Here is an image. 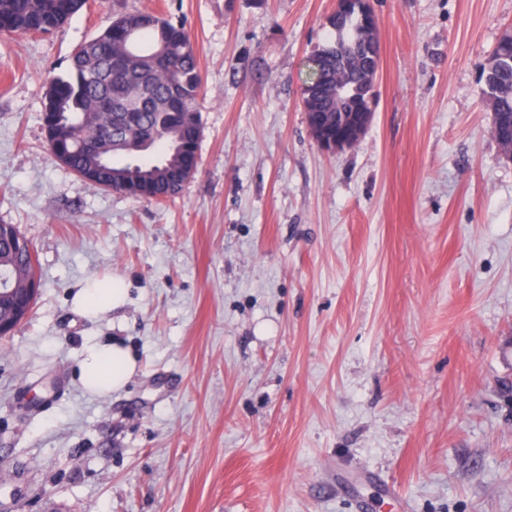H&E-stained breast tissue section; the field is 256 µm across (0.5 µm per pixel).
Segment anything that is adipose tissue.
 <instances>
[{
  "mask_svg": "<svg viewBox=\"0 0 512 512\" xmlns=\"http://www.w3.org/2000/svg\"><path fill=\"white\" fill-rule=\"evenodd\" d=\"M127 292L120 278L107 283L92 282L73 297V305L90 317L122 307ZM135 371V362L126 348L117 343L94 345L87 349L80 365L79 379L88 391L108 394L125 387Z\"/></svg>",
  "mask_w": 512,
  "mask_h": 512,
  "instance_id": "ef3b65f1",
  "label": "adipose tissue"
}]
</instances>
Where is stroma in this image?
Instances as JSON below:
<instances>
[{
  "instance_id": "1",
  "label": "stroma",
  "mask_w": 512,
  "mask_h": 512,
  "mask_svg": "<svg viewBox=\"0 0 512 512\" xmlns=\"http://www.w3.org/2000/svg\"><path fill=\"white\" fill-rule=\"evenodd\" d=\"M372 123L330 154L301 102L335 0H88L0 35V224L41 288L0 337V512H512V160L482 66L512 0H370ZM184 23L193 177L162 201L48 152L50 78L114 15ZM120 277L88 318L77 288ZM128 384L87 391L86 346ZM126 298V288H122L121 279L113 277L104 284L94 281L79 288L73 297V305L89 317H99L122 307ZM135 371V362L118 343L93 345L80 365L79 379L88 391L109 394L125 387Z\"/></svg>"
}]
</instances>
